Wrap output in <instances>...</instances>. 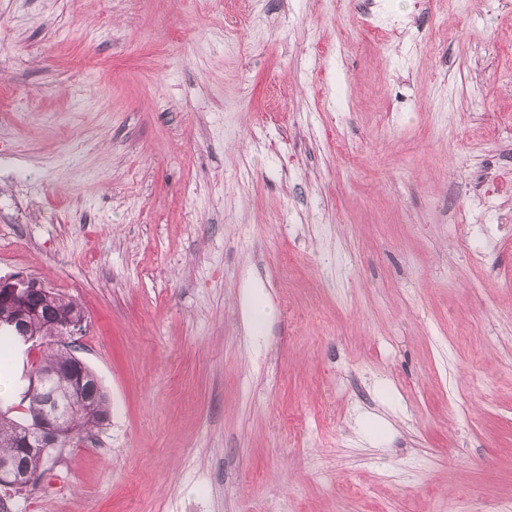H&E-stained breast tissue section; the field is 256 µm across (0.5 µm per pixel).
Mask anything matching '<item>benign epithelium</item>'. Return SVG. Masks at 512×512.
Wrapping results in <instances>:
<instances>
[{
  "mask_svg": "<svg viewBox=\"0 0 512 512\" xmlns=\"http://www.w3.org/2000/svg\"><path fill=\"white\" fill-rule=\"evenodd\" d=\"M47 287L31 277L14 276L0 279V304L12 310L13 321L24 328L41 315V310L29 302L32 294L47 295ZM45 320L54 322L62 330V335L70 340L82 333L86 326L85 312L77 308L63 316L45 315ZM98 382L94 373L85 364L74 358L51 372H34L28 378L29 394H42L48 402H56L55 408L43 418L17 435L15 445L29 453L41 452L56 446L70 434L68 410L82 407L89 410L95 405L86 399L87 387ZM39 474L18 471L8 459L0 460V487L6 490H22L32 486Z\"/></svg>",
  "mask_w": 512,
  "mask_h": 512,
  "instance_id": "benign-epithelium-1",
  "label": "benign epithelium"
}]
</instances>
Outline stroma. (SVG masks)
<instances>
[{
	"label": "stroma",
	"instance_id": "stroma-1",
	"mask_svg": "<svg viewBox=\"0 0 512 512\" xmlns=\"http://www.w3.org/2000/svg\"><path fill=\"white\" fill-rule=\"evenodd\" d=\"M0 0V278L110 414L7 512H512V9Z\"/></svg>",
	"mask_w": 512,
	"mask_h": 512
}]
</instances>
